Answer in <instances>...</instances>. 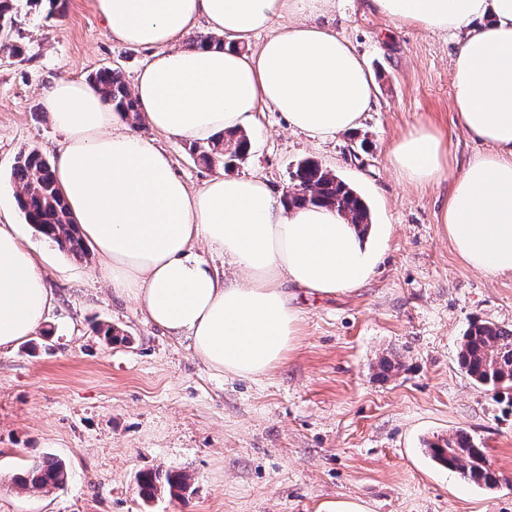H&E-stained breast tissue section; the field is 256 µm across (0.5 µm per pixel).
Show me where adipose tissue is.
Segmentation results:
<instances>
[{
	"label": "adipose tissue",
	"mask_w": 512,
	"mask_h": 512,
	"mask_svg": "<svg viewBox=\"0 0 512 512\" xmlns=\"http://www.w3.org/2000/svg\"><path fill=\"white\" fill-rule=\"evenodd\" d=\"M112 40L149 50L134 82L143 121L205 144L280 112L293 130L328 139L356 129L374 100L367 61L333 21L336 0H93ZM390 21L457 41L453 109L487 144L456 166L443 132L411 127L388 152L405 180L453 188L440 222L458 256L494 278L512 275V0H371ZM206 24L223 46L184 48ZM264 39L251 51L240 42ZM41 106L62 135L55 178L113 293L147 322L189 339L209 368L264 375L292 348L300 316L285 284L328 295L358 288L381 255L335 210L288 205L255 175L216 174L196 189L166 148L135 134L97 85L61 80ZM239 269L228 276L197 252ZM56 298L17 224L0 219V348L42 330Z\"/></svg>",
	"instance_id": "1"
}]
</instances>
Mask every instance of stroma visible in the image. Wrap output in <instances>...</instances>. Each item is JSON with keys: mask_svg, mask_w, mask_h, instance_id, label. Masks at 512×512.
Segmentation results:
<instances>
[{"mask_svg": "<svg viewBox=\"0 0 512 512\" xmlns=\"http://www.w3.org/2000/svg\"><path fill=\"white\" fill-rule=\"evenodd\" d=\"M369 0H336V29L362 53L375 84L360 127L328 140L289 130L266 109L249 153L221 169L199 162L186 140L156 135L177 175L201 186L212 175L253 174L284 191L309 159L364 197L385 250L367 282L331 296L288 291L299 336L284 359L257 378L206 368L187 341L146 322L133 300L108 288L95 261L80 262L26 224L25 240L57 297L46 331L0 351V512H318L344 497L370 512H512V399L492 396L461 370L469 325L512 326V275L467 266L440 222L449 183L418 186L391 167L390 145L422 121L446 136L458 162L486 149L456 124V41L399 26ZM0 40V202H14L21 150L55 156L61 133L40 93L61 78L120 69L133 82L149 53L108 37L93 0H15ZM124 330L107 343L92 328ZM402 367L377 377L382 358ZM463 430L492 464L497 484H469L434 463L424 443ZM70 471L60 488L26 492L12 475L39 457ZM187 473L183 500L144 503L135 476Z\"/></svg>", "mask_w": 512, "mask_h": 512, "instance_id": "1", "label": "stroma"}]
</instances>
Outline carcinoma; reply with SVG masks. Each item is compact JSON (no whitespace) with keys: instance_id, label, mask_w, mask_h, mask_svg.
<instances>
[{"instance_id":"1","label":"carcinoma","mask_w":512,"mask_h":512,"mask_svg":"<svg viewBox=\"0 0 512 512\" xmlns=\"http://www.w3.org/2000/svg\"><path fill=\"white\" fill-rule=\"evenodd\" d=\"M101 87L116 110L126 113L140 125L136 102L123 74L104 68L89 78ZM248 140L229 131L208 145H192L198 159L208 165H229L247 152ZM12 179L18 187L16 201L27 223L53 242L60 250L82 260L89 255L85 241L73 224L66 203L53 174V161L36 148L21 151L12 168ZM294 191L284 194L291 205L316 204L335 208L352 224L369 225V210L364 199L343 179L315 161L299 163L292 173ZM460 368L480 388L495 395L512 389V327L490 321H475L462 336L458 352ZM428 452L438 463L476 485L491 486L497 482L483 450L468 433L458 431L427 443ZM69 476L65 463L45 456L28 464L14 482L24 490L48 486L60 488ZM140 497L151 503L166 494L182 499L189 488V476L178 470L142 471L136 477Z\"/></svg>"}]
</instances>
